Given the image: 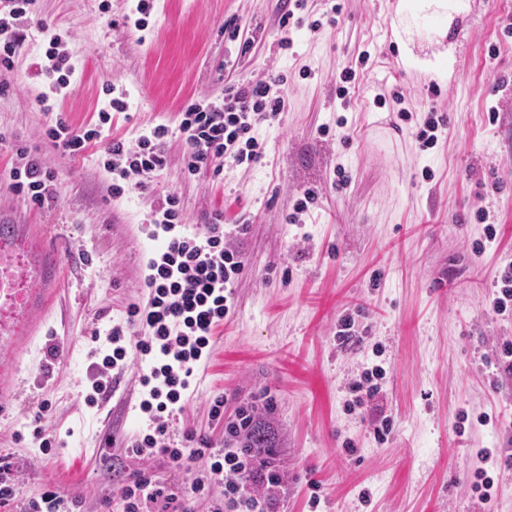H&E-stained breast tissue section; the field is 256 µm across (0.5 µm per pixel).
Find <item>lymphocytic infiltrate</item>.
Returning <instances> with one entry per match:
<instances>
[{
  "label": "lymphocytic infiltrate",
  "mask_w": 512,
  "mask_h": 512,
  "mask_svg": "<svg viewBox=\"0 0 512 512\" xmlns=\"http://www.w3.org/2000/svg\"><path fill=\"white\" fill-rule=\"evenodd\" d=\"M35 4L36 0H0L1 67L13 68ZM281 82L278 76L255 84L230 82L224 86L222 101L203 97L184 107L179 131L184 140L186 173L195 175L224 157L238 166L257 162L263 147L255 128L282 112ZM128 107L121 93L98 113L96 123L75 128L60 115L46 134L55 148L74 157L100 139L113 113L127 111ZM168 135V126L160 124L141 133L135 143L122 137L106 142L103 166L112 175V196H122L135 187L145 188L148 180L165 169ZM16 156L18 163L10 176L17 194L38 205L49 202L54 169L27 150H17ZM150 222L161 232L165 247L147 263V302L128 310V325L135 326L134 334H127L126 325L113 326L112 353L97 366L93 386L98 391L109 389L108 370L120 371L129 359L152 356L153 364L142 376L143 383L151 387L150 398L142 402L141 409L148 413L154 429L134 441L132 453L161 455L180 468L194 466V476L184 490L188 504L182 512H191L190 501L216 480L223 481L225 504L234 512H275L269 490L279 486L282 479L269 469L250 441L257 427L254 407H239L234 420L225 421L223 448H215L208 438L195 439L190 431L185 434L186 447L165 443L166 416L180 405L195 368L208 357L216 331L229 313L231 287L243 264L237 252L224 243L223 215H215L203 233L187 234L182 229L180 200L170 193L158 201ZM248 482L264 486V493L246 492L244 485Z\"/></svg>",
  "instance_id": "lymphocytic-infiltrate-1"
}]
</instances>
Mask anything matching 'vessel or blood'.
I'll return each instance as SVG.
<instances>
[{
    "label": "vessel or blood",
    "mask_w": 512,
    "mask_h": 512,
    "mask_svg": "<svg viewBox=\"0 0 512 512\" xmlns=\"http://www.w3.org/2000/svg\"><path fill=\"white\" fill-rule=\"evenodd\" d=\"M43 245L20 224L0 225V255L16 258V268L0 271V306L11 314L0 318V397L13 380V356L26 348L47 320V292L55 273L42 259Z\"/></svg>",
    "instance_id": "1"
}]
</instances>
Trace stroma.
I'll return each mask as SVG.
<instances>
[{
	"mask_svg": "<svg viewBox=\"0 0 512 512\" xmlns=\"http://www.w3.org/2000/svg\"><path fill=\"white\" fill-rule=\"evenodd\" d=\"M99 4L37 0L13 69L0 73V221L40 226L63 266L55 310L13 366L24 392L0 412V466L18 480L0 512H29L49 490L77 512H122L121 489L139 471L181 498L191 471L127 451L151 428L138 363L117 375L112 394L91 389L94 362L112 349L109 329L146 301V264L163 247L148 219L171 192L187 232L218 213L225 224H250L228 241L244 269L172 422V444L188 430L223 444L225 421L252 405L282 477L278 512H512V361L503 355L512 313L491 306L512 262V0H450L455 20L443 37L439 18L415 15L412 53H447L444 78L397 68L390 0H306L289 47L279 27L289 0H155L140 34L123 25L127 0H111L105 17ZM230 17L253 39L250 52L225 35ZM317 19L322 27L309 31ZM53 33L74 73L42 111L33 100L48 91L36 64ZM349 69L356 85L337 97ZM277 73L286 108L257 126L260 160L187 176L176 134L183 107L221 99L225 80ZM108 84L131 93L111 135L171 131L167 167L118 198L102 145L69 159L45 135L59 112L76 127L93 122ZM402 108L410 121L399 119ZM433 111L447 124L423 150L415 134ZM19 146L55 166L49 205L13 191ZM308 188L317 199L289 223ZM346 315L349 344L336 338ZM376 366L377 393L356 400L349 383ZM219 396L227 403L217 421L210 408ZM386 419L380 442L374 430ZM480 468L491 488L476 478Z\"/></svg>",
	"mask_w": 512,
	"mask_h": 512,
	"instance_id": "1",
	"label": "stroma"
}]
</instances>
